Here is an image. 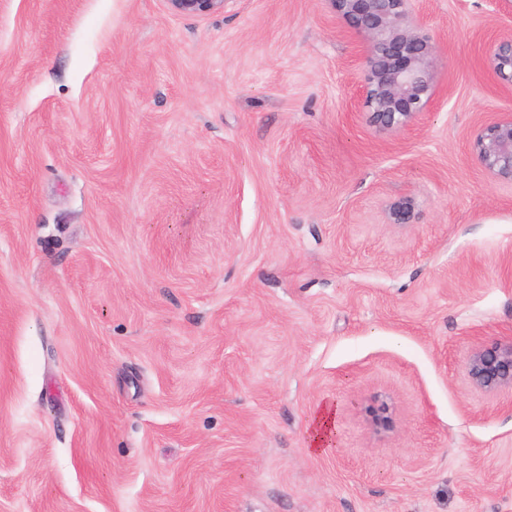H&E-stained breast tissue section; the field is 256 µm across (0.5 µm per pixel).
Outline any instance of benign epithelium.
Returning <instances> with one entry per match:
<instances>
[{
	"label": "benign epithelium",
	"instance_id": "obj_1",
	"mask_svg": "<svg viewBox=\"0 0 512 512\" xmlns=\"http://www.w3.org/2000/svg\"><path fill=\"white\" fill-rule=\"evenodd\" d=\"M181 15L205 17L224 10V0H166ZM336 11L366 32L372 43L368 75L362 96L372 121L379 127H404L424 112L432 98L430 64L434 43L407 24V0H332ZM497 76L512 84V37L500 39L494 49ZM474 149L495 178L512 182V116L484 127ZM473 386L497 393L512 390V339L482 344L467 361ZM370 424L382 435L392 428L388 403L378 397L369 408Z\"/></svg>",
	"mask_w": 512,
	"mask_h": 512
}]
</instances>
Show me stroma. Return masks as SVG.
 Returning a JSON list of instances; mask_svg holds the SVG:
<instances>
[{
    "instance_id": "obj_1",
    "label": "stroma",
    "mask_w": 512,
    "mask_h": 512,
    "mask_svg": "<svg viewBox=\"0 0 512 512\" xmlns=\"http://www.w3.org/2000/svg\"><path fill=\"white\" fill-rule=\"evenodd\" d=\"M405 10L434 95L383 129L331 0H0V512H512L466 371L512 338V0ZM169 9L181 15L205 17L224 10V0H166ZM493 56L497 76L512 84V37L500 39L495 46ZM474 149L485 169L495 178L512 182V116L484 127ZM374 404L369 408L370 424L377 434H385L392 428V415L388 403L374 397ZM334 428V413L328 405H324L316 418V426L311 435V444L316 450L330 449Z\"/></svg>"
}]
</instances>
